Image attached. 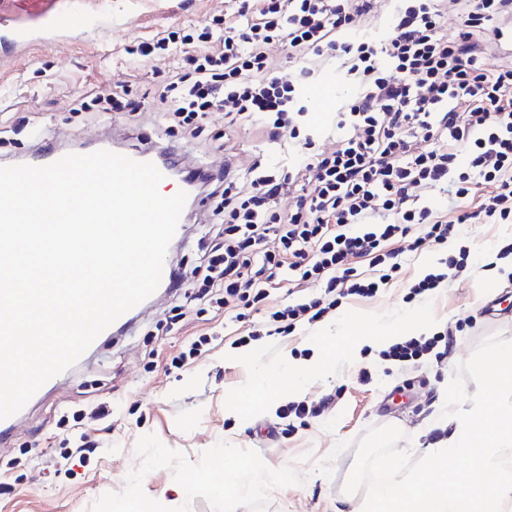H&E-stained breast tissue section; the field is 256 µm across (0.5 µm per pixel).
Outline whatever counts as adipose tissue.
<instances>
[{"label":"adipose tissue","instance_id":"1","mask_svg":"<svg viewBox=\"0 0 512 512\" xmlns=\"http://www.w3.org/2000/svg\"><path fill=\"white\" fill-rule=\"evenodd\" d=\"M431 321L423 311L417 310L396 325L372 323L361 320L359 325H353L339 330L338 333L322 331L316 340V355L307 362H292L288 365L290 384L289 393H296L299 379L309 375L330 373L335 364L344 360H355L364 346L389 344L406 336H422L428 333Z\"/></svg>","mask_w":512,"mask_h":512}]
</instances>
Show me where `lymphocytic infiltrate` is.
Segmentation results:
<instances>
[{"label": "lymphocytic infiltrate", "mask_w": 512, "mask_h": 512, "mask_svg": "<svg viewBox=\"0 0 512 512\" xmlns=\"http://www.w3.org/2000/svg\"><path fill=\"white\" fill-rule=\"evenodd\" d=\"M373 2L231 0L223 31L188 55V70L173 74L161 97L166 123L188 144L213 108L230 123H258L270 143L291 140L281 169L257 163L242 178L228 145L224 164L196 176L215 202L214 240L191 275L200 296H214L236 320L291 275L343 297H374L401 270L402 252L444 245L464 224L512 221V64L484 61L488 40L512 34V0H387L380 39L359 33ZM277 45L299 72L277 70ZM317 59L339 61L353 81L323 138L306 131L300 104ZM479 184L487 193L476 208L441 218L424 203L430 191L462 198ZM391 239L402 251L385 250ZM367 256L381 266L378 278L358 274L355 261Z\"/></svg>", "instance_id": "f902f5d3"}]
</instances>
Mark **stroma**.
Instances as JSON below:
<instances>
[{
    "label": "stroma",
    "instance_id": "stroma-1",
    "mask_svg": "<svg viewBox=\"0 0 512 512\" xmlns=\"http://www.w3.org/2000/svg\"><path fill=\"white\" fill-rule=\"evenodd\" d=\"M230 8L229 0H52L47 13L35 14L26 0H0V160L37 158L33 128L56 145L104 138L128 151L165 145L155 113L183 55L176 47L146 57L132 49L223 26ZM119 84L141 101L142 115L94 106ZM226 141L245 169L289 150L266 143L254 124L225 125L214 109L199 147L181 152L183 167L220 165ZM462 250L469 258L449 271L443 288L411 295L441 257ZM511 253L512 223L463 225L447 245L404 254L401 271L374 297L339 299L323 319L279 335L271 313L323 295L319 284L268 289L242 323L211 302L161 295L122 333L104 336L74 376L48 389L0 442V512H124L131 504L153 512H352L364 498L344 491L353 450L336 457L330 478L316 461L337 442L384 425L408 435L416 456L432 453L437 439L428 424L441 415L456 365L490 334L512 339V276L487 293L500 257ZM178 305L183 317L167 323ZM417 308L430 317L432 335L452 338L446 357L396 363L364 347L332 374L303 381L298 398L308 415L281 417L283 355L311 357L316 334L335 329L339 318L393 322ZM252 329L261 339L242 347L240 337ZM246 352L251 361H241ZM238 401L251 411H232ZM83 434L96 451L60 466L61 449Z\"/></svg>",
    "mask_w": 512,
    "mask_h": 512
}]
</instances>
